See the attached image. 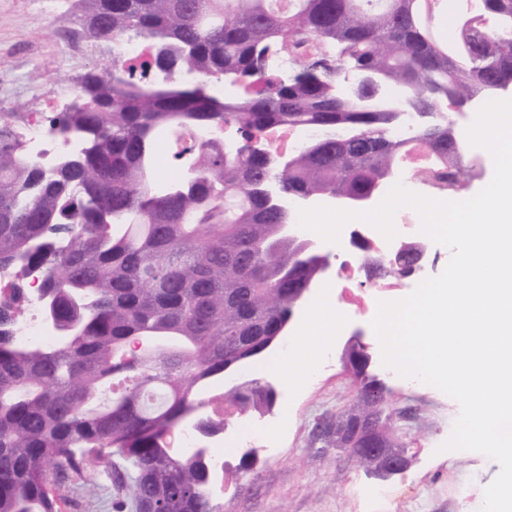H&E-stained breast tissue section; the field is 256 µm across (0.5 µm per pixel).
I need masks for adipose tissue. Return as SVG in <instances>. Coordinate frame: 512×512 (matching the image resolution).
Returning <instances> with one entry per match:
<instances>
[{"label": "adipose tissue", "instance_id": "1", "mask_svg": "<svg viewBox=\"0 0 512 512\" xmlns=\"http://www.w3.org/2000/svg\"><path fill=\"white\" fill-rule=\"evenodd\" d=\"M343 323V316L330 304L313 307L308 322L294 337L287 354L275 361L274 374L291 385L304 379L322 358L325 336L340 329Z\"/></svg>", "mask_w": 512, "mask_h": 512}]
</instances>
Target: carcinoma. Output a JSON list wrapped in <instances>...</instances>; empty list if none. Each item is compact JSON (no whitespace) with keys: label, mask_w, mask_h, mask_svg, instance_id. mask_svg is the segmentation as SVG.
Here are the masks:
<instances>
[{"label":"carcinoma","mask_w":512,"mask_h":512,"mask_svg":"<svg viewBox=\"0 0 512 512\" xmlns=\"http://www.w3.org/2000/svg\"><path fill=\"white\" fill-rule=\"evenodd\" d=\"M442 0H77L94 37L112 39L111 69L78 78L77 101L47 121L78 133L83 149L45 170L27 157L0 114V512H58L62 484L82 489L94 459L108 464L112 512H217L209 460L173 451L190 418L211 434L234 417L272 408L251 366L296 306V287L319 265L282 237L291 212L265 192L357 197L401 174L410 142L442 162L411 174L461 197L481 176L463 161L456 116L474 98L512 83V0H477L440 32ZM151 49L131 62L123 47ZM288 48L298 70L267 66ZM243 83L233 99L213 91ZM416 117L408 141L397 135ZM228 126L243 152L215 139L190 148L197 179L153 187L163 129ZM311 136L288 165L264 133ZM42 273L43 315L68 329L64 343H17L11 327ZM156 349L128 356L130 337ZM357 401L311 447L348 449L347 433L373 418L393 447L397 426L366 353L344 358Z\"/></svg>","instance_id":"obj_1"}]
</instances>
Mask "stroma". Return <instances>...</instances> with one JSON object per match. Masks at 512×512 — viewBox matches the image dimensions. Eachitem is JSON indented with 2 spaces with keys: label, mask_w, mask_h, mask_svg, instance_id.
<instances>
[{
  "label": "stroma",
  "mask_w": 512,
  "mask_h": 512,
  "mask_svg": "<svg viewBox=\"0 0 512 512\" xmlns=\"http://www.w3.org/2000/svg\"><path fill=\"white\" fill-rule=\"evenodd\" d=\"M59 21L79 28L75 0H0V113L40 110L60 85L111 64L110 38H82L83 49L75 53L55 35ZM351 331L346 324L329 338L334 367L317 384L302 383L291 395L277 384L279 401L288 404L287 421H274L269 413L241 418L221 434L224 487L214 493L220 512H481L499 464L471 450L449 461L440 447L460 414L458 403L390 377L380 351H373L367 373L386 386L392 410L401 415L399 439L411 466L382 480L349 453L311 447L316 417L339 414L355 399L341 358ZM246 429L266 430L274 443L255 449L252 468L242 474L237 467L245 450L238 433Z\"/></svg>",
  "instance_id": "1"
}]
</instances>
